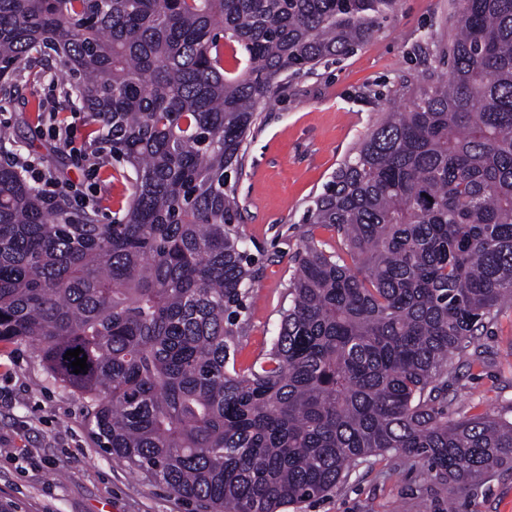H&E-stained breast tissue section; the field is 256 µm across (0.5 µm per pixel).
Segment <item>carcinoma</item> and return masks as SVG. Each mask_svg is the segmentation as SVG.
<instances>
[{"label": "carcinoma", "mask_w": 512, "mask_h": 512, "mask_svg": "<svg viewBox=\"0 0 512 512\" xmlns=\"http://www.w3.org/2000/svg\"><path fill=\"white\" fill-rule=\"evenodd\" d=\"M397 0H0V108L62 64L112 130V222L0 160V341L36 345L133 472L206 512H281L379 452L451 494L512 469V422L448 417V364L512 303V0H461L418 79L307 210L288 309L229 369L258 278L232 179L279 79L365 43ZM332 228L352 259L328 252ZM87 355L75 374L76 348Z\"/></svg>", "instance_id": "carcinoma-1"}]
</instances>
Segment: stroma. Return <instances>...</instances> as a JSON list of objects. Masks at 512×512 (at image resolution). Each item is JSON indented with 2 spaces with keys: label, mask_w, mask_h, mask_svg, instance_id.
<instances>
[{
  "label": "stroma",
  "mask_w": 512,
  "mask_h": 512,
  "mask_svg": "<svg viewBox=\"0 0 512 512\" xmlns=\"http://www.w3.org/2000/svg\"><path fill=\"white\" fill-rule=\"evenodd\" d=\"M452 8L451 0H398L393 16L352 54L268 93L235 185L259 270L236 369L265 353L288 307L312 198L375 123L398 76H417L418 44L427 33L445 32ZM61 73L51 62L46 74L21 82L16 109L0 112L1 123L20 126L21 156L54 144L47 111ZM90 412L33 346L0 342V512H203L195 500L113 460L91 432ZM448 415L512 421V306L449 366ZM447 501L421 465L383 452L360 460L327 495L285 512H445ZM456 512H512V470L458 496Z\"/></svg>",
  "instance_id": "obj_1"
}]
</instances>
